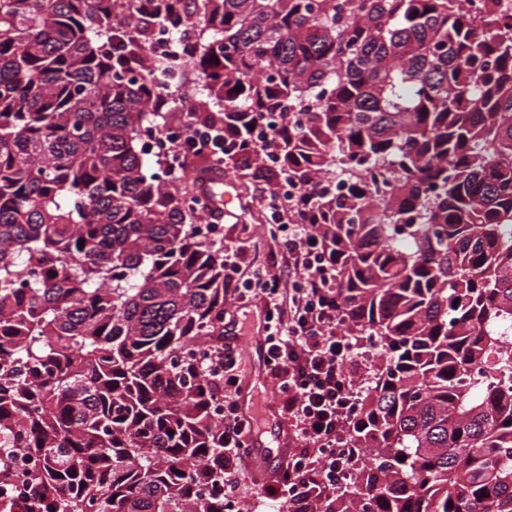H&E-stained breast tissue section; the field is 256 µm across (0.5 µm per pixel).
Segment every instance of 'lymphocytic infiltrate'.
I'll return each mask as SVG.
<instances>
[{
  "label": "lymphocytic infiltrate",
  "instance_id": "f902f5d3",
  "mask_svg": "<svg viewBox=\"0 0 512 512\" xmlns=\"http://www.w3.org/2000/svg\"><path fill=\"white\" fill-rule=\"evenodd\" d=\"M182 135L168 160L170 174L186 162L203 157L222 169L224 149L237 130L185 113ZM280 157L272 137H264L255 164L256 197L272 223L288 228L280 262L257 266L244 259L240 247L224 249V291L240 303H257L264 313L267 372L277 383L278 407L293 421L291 444L278 479L264 483V496L288 497V476L320 468L327 486L343 482L347 473L334 454L344 432L361 414L359 391L363 375L357 344L344 305L336 293V247L301 216L303 193L286 188ZM224 498L241 496L237 465L254 464L251 444L255 417L244 416L240 399L245 390L237 347L225 345Z\"/></svg>",
  "mask_w": 512,
  "mask_h": 512
}]
</instances>
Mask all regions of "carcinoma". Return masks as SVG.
Listing matches in <instances>:
<instances>
[{
  "instance_id": "cac0c4a2",
  "label": "carcinoma",
  "mask_w": 512,
  "mask_h": 512,
  "mask_svg": "<svg viewBox=\"0 0 512 512\" xmlns=\"http://www.w3.org/2000/svg\"><path fill=\"white\" fill-rule=\"evenodd\" d=\"M174 11L201 40L160 64L147 45ZM189 66L193 113L238 125L228 160L287 121L288 181L381 349L347 480L294 477L288 512H512L497 0L477 18L462 0H0V492L23 482L28 512H224V242L200 239L189 167L147 174L142 143Z\"/></svg>"
}]
</instances>
